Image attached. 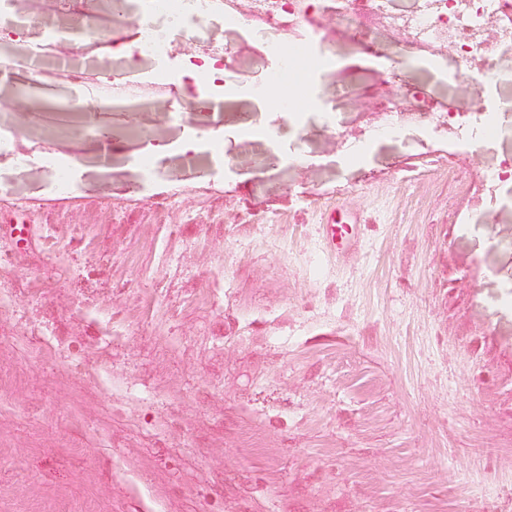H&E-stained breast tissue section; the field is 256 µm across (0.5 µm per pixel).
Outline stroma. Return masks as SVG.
Instances as JSON below:
<instances>
[{"label":"stroma","mask_w":512,"mask_h":512,"mask_svg":"<svg viewBox=\"0 0 512 512\" xmlns=\"http://www.w3.org/2000/svg\"><path fill=\"white\" fill-rule=\"evenodd\" d=\"M329 29L340 66L311 90L333 110L238 96L220 115L278 127L293 161L257 166L256 134L208 178L156 163L155 195L217 193L220 217L131 201L133 166L84 165L99 149L78 134L79 201L25 249L0 235V512H512V205L472 202L512 136L404 112L376 137L361 88L496 96L346 17ZM332 209L363 216L344 264Z\"/></svg>","instance_id":"35a3bbf8"}]
</instances>
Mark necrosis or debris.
I'll return each mask as SVG.
<instances>
[{
  "label": "necrosis or debris",
  "instance_id": "necrosis-or-debris-1",
  "mask_svg": "<svg viewBox=\"0 0 512 512\" xmlns=\"http://www.w3.org/2000/svg\"><path fill=\"white\" fill-rule=\"evenodd\" d=\"M328 0H253L241 12L235 0H42L37 17L12 16V0H0V84L49 87L67 92L82 86L93 103L132 117L125 130L129 139L157 141V132L138 123L143 112H196L211 126L209 100L223 98L228 75L243 76L240 60L206 34L207 23L221 20L225 28L248 25L257 42L255 58L275 60L276 78L287 84L310 47L329 53L327 37L311 24ZM343 14L360 27L387 31L409 25L418 43L445 40L454 46L459 66L484 59L489 47L479 39L460 38L462 29L480 30L500 20V39L512 42V0H342ZM88 40L100 49L91 65L62 63L56 45L62 38ZM191 38L199 51L184 58L181 80L200 86L202 97L175 102L174 82L158 67L173 58L179 39ZM38 132L19 139L10 122L0 123V157L14 166L41 164L50 174L45 199L0 191V209L10 210L23 223L41 219L46 201L67 202L77 197L73 164L60 142L88 127L86 113L65 102L43 104Z\"/></svg>",
  "mask_w": 512,
  "mask_h": 512
}]
</instances>
